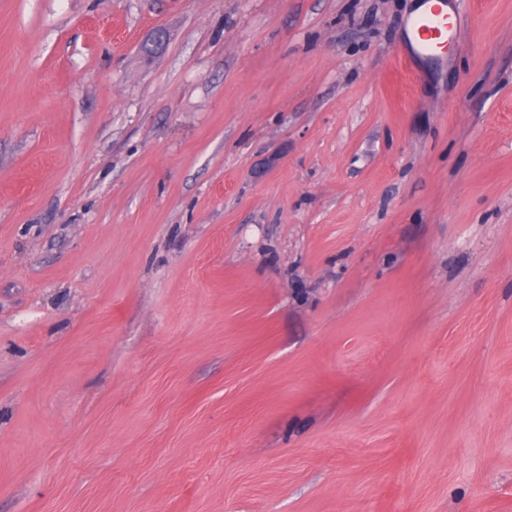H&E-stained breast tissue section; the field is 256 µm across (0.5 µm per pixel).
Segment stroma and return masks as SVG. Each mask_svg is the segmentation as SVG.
Returning <instances> with one entry per match:
<instances>
[{"mask_svg":"<svg viewBox=\"0 0 512 512\" xmlns=\"http://www.w3.org/2000/svg\"><path fill=\"white\" fill-rule=\"evenodd\" d=\"M0 0V512H512V0ZM426 3H432L429 10L412 19L410 25L408 22L409 32L426 55H434L438 53L437 48L447 46L456 28L449 21L448 13L452 11L447 0H427Z\"/></svg>","mask_w":512,"mask_h":512,"instance_id":"1","label":"stroma"}]
</instances>
